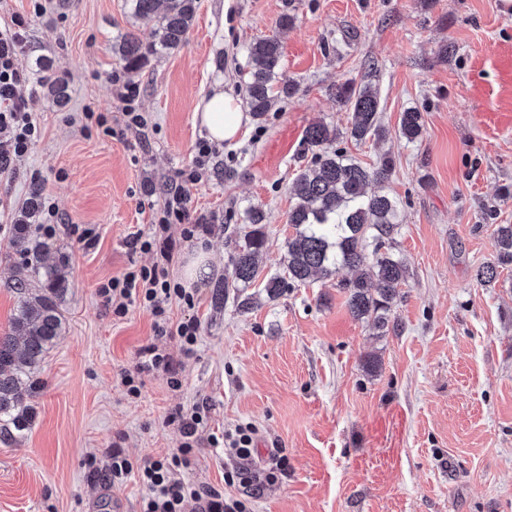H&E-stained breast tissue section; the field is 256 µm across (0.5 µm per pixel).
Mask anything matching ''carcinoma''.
Masks as SVG:
<instances>
[{
  "label": "carcinoma",
  "instance_id": "carcinoma-1",
  "mask_svg": "<svg viewBox=\"0 0 512 512\" xmlns=\"http://www.w3.org/2000/svg\"><path fill=\"white\" fill-rule=\"evenodd\" d=\"M132 15L156 22L155 40L145 44L129 32L112 46V51L133 73L150 57L161 56L185 46L186 34L198 8V0H130ZM254 61L247 104L253 118L261 121L274 100L289 97L293 85L281 78V44L274 37L255 40L250 46ZM46 95L63 107L69 100L63 79L41 81ZM336 98L352 109L350 138L357 142L385 137L378 123L380 100L369 86L350 84L336 87ZM422 116L416 110L402 113L399 135L414 143L422 135ZM341 133L323 122L309 125L303 135L304 148L314 156L312 165L300 170L290 195L288 238L281 259L282 273L263 282L269 298L290 288L323 280H336L350 315L368 322L385 334L397 332L392 318L398 289L407 279V264L395 252V235L401 224L397 199L390 194L368 191L389 179L392 159L384 156L372 167L336 147ZM41 212V191L31 186L29 196L11 228L10 248L19 256L13 264L17 305L9 319L8 332L0 335V441L9 443L28 432L34 419L31 398L36 393L35 373L47 351L63 329L60 304L67 290L61 255L49 262L47 243L33 234L32 226ZM264 213L252 206L244 224L224 225L228 238H239L231 257V272L216 286L215 299L228 297L230 289L247 288L259 273V256L266 244ZM497 263L477 267L474 279L482 287L493 285L499 268L512 264V224L495 231ZM347 270L351 276L338 278Z\"/></svg>",
  "mask_w": 512,
  "mask_h": 512
}]
</instances>
